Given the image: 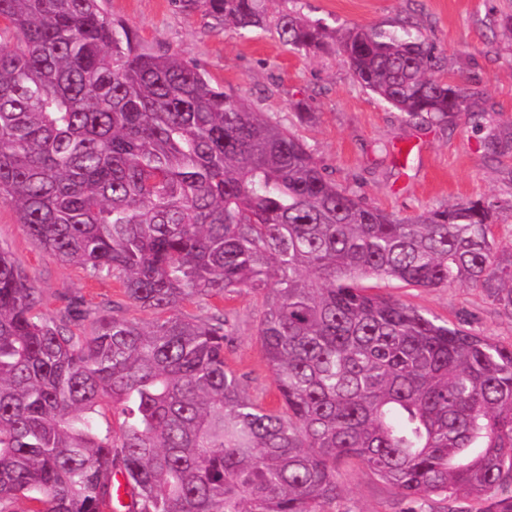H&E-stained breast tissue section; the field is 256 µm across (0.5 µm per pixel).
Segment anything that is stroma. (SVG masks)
Wrapping results in <instances>:
<instances>
[{
  "mask_svg": "<svg viewBox=\"0 0 512 512\" xmlns=\"http://www.w3.org/2000/svg\"><path fill=\"white\" fill-rule=\"evenodd\" d=\"M112 18L135 30L144 48L169 51L199 66L212 82L233 90L253 111L296 127L327 176L396 216L480 198L512 200V154L492 157L480 145L488 125L512 127V33L504 18L512 0H268L270 15L296 11L329 31L371 25L408 28L433 41L448 58L450 77L472 91L465 115L445 123L408 118L354 80L335 43L304 53L286 49L256 30L239 33L202 11L179 10L174 0H105ZM411 147L407 158L399 148ZM0 246L36 280L54 314L77 300H111L127 317L149 323L151 314L126 301L118 283L95 280L63 265L34 241L15 210L0 202ZM366 287L424 309L492 340L512 341V320L490 299L464 284L413 288L369 279ZM235 335L226 363L243 377L246 392L267 407L278 404L273 378L255 336L262 299L231 300ZM335 512H407L396 491L358 462L339 468Z\"/></svg>",
  "mask_w": 512,
  "mask_h": 512,
  "instance_id": "35a3bbf8",
  "label": "stroma"
}]
</instances>
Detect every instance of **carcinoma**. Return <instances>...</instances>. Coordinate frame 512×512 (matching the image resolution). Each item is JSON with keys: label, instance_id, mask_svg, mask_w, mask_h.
<instances>
[{"label": "carcinoma", "instance_id": "carcinoma-1", "mask_svg": "<svg viewBox=\"0 0 512 512\" xmlns=\"http://www.w3.org/2000/svg\"><path fill=\"white\" fill-rule=\"evenodd\" d=\"M175 2L290 50L329 38L270 18L265 0ZM338 50L410 118L468 107L432 42L354 27ZM482 145L512 153V129L487 127ZM0 202L61 263L153 314H46L0 247V512H112L116 473L126 512H333L348 459L410 502L512 512L498 496L512 485V343L362 285L465 283L512 318L500 202L410 217L369 205L295 130L143 48L102 0H0ZM243 292L263 299L275 409L224 361L230 314L210 301Z\"/></svg>", "mask_w": 512, "mask_h": 512}]
</instances>
